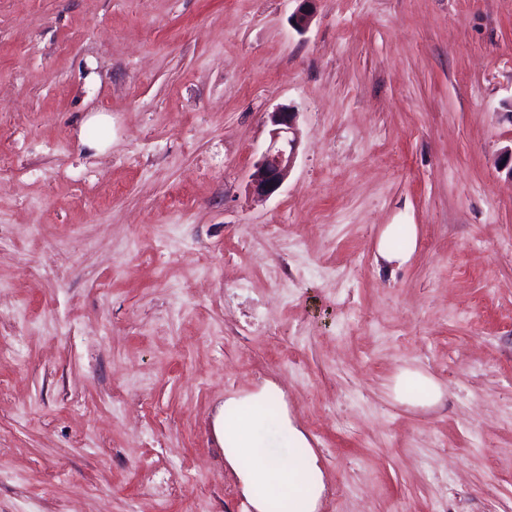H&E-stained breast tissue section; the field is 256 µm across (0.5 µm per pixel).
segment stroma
<instances>
[{
    "mask_svg": "<svg viewBox=\"0 0 512 512\" xmlns=\"http://www.w3.org/2000/svg\"><path fill=\"white\" fill-rule=\"evenodd\" d=\"M300 6L0 0V512H253L215 425L267 384L318 512H512V0ZM297 119L298 112L290 107L270 112L273 127L270 143L255 162L250 175V187L256 195L271 196L288 177L298 147ZM399 397L409 399L421 405H431L440 398V390L436 383L420 372H403L396 384Z\"/></svg>",
    "mask_w": 512,
    "mask_h": 512,
    "instance_id": "1",
    "label": "stroma"
}]
</instances>
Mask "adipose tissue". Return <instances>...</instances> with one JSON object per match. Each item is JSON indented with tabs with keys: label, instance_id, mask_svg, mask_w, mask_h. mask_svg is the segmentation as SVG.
<instances>
[{
	"label": "adipose tissue",
	"instance_id": "ef3b65f1",
	"mask_svg": "<svg viewBox=\"0 0 512 512\" xmlns=\"http://www.w3.org/2000/svg\"><path fill=\"white\" fill-rule=\"evenodd\" d=\"M278 393L269 384L257 393L225 401L217 425L224 459L254 512H315L324 478L313 451L306 448V438L286 418L281 425L287 447L275 446L268 433L265 409L276 402Z\"/></svg>",
	"mask_w": 512,
	"mask_h": 512
}]
</instances>
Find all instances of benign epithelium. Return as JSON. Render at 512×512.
<instances>
[{"instance_id": "benign-epithelium-1", "label": "benign epithelium", "mask_w": 512, "mask_h": 512, "mask_svg": "<svg viewBox=\"0 0 512 512\" xmlns=\"http://www.w3.org/2000/svg\"><path fill=\"white\" fill-rule=\"evenodd\" d=\"M310 2L302 0V7L292 18L293 26L301 32L312 21ZM297 119L298 113L290 107H281L270 113V143L255 162L250 175V187L256 195L271 196L288 177L298 147Z\"/></svg>"}]
</instances>
